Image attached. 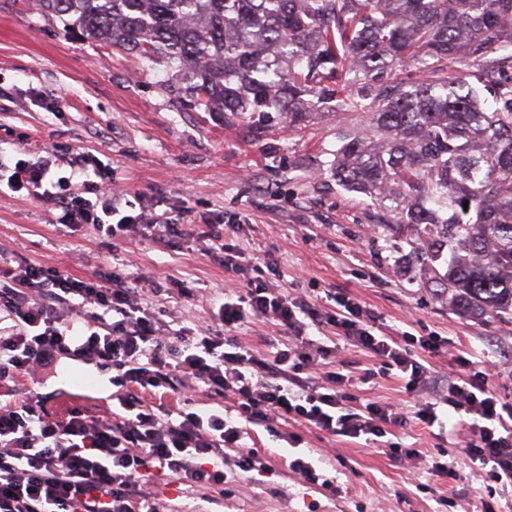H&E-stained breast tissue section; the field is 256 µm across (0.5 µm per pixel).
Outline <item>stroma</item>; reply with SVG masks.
I'll return each instance as SVG.
<instances>
[{"label": "stroma", "mask_w": 512, "mask_h": 512, "mask_svg": "<svg viewBox=\"0 0 512 512\" xmlns=\"http://www.w3.org/2000/svg\"><path fill=\"white\" fill-rule=\"evenodd\" d=\"M181 84L164 60L95 46L41 13L36 0H0V163L48 143L63 160L88 152L109 164L122 200L159 212L189 209L223 225L233 250L275 263L271 283L285 293L314 304L333 294L360 301L374 327L396 338L444 337L440 350L425 356L434 375L454 378L460 355L489 361V384L512 402V324L459 316L420 275L405 236L388 228L394 212L320 178L336 149V112H322L298 130L279 123L258 136L194 105L179 93ZM34 88L61 95L62 107L47 112L31 104ZM203 247L184 234L163 243L138 238L121 249L92 226L70 237L51 224L47 209L0 196V261L51 264L79 277L138 268L160 288L155 301L177 327L191 320L207 326L210 304L243 280L225 268L223 254ZM181 285L191 288V298L178 295ZM332 360L350 376L360 402L402 407L409 421L393 440L418 449L417 459L280 420L249 426L246 443L267 467L236 472L216 503L176 483L160 486V493L177 512H456L442 498L476 507L491 494L501 512H512V487L492 491L456 447L445 408L437 410L442 424L414 419L418 397L405 391L401 377L377 372L361 347L340 344ZM290 431L302 435L299 448L284 441ZM441 449L456 479L430 473L429 461ZM296 452L334 489L289 470L286 460Z\"/></svg>", "instance_id": "obj_1"}]
</instances>
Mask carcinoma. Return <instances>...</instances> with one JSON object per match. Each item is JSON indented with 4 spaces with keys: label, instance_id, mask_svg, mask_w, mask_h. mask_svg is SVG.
<instances>
[{
    "label": "carcinoma",
    "instance_id": "carcinoma-1",
    "mask_svg": "<svg viewBox=\"0 0 512 512\" xmlns=\"http://www.w3.org/2000/svg\"><path fill=\"white\" fill-rule=\"evenodd\" d=\"M40 5L97 46L165 60L228 124L296 129L339 111L328 178L390 202L419 272L460 314L512 320V0Z\"/></svg>",
    "mask_w": 512,
    "mask_h": 512
}]
</instances>
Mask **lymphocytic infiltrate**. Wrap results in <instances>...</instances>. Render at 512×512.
Masks as SVG:
<instances>
[{
	"instance_id": "f902f5d3",
	"label": "lymphocytic infiltrate",
	"mask_w": 512,
	"mask_h": 512,
	"mask_svg": "<svg viewBox=\"0 0 512 512\" xmlns=\"http://www.w3.org/2000/svg\"><path fill=\"white\" fill-rule=\"evenodd\" d=\"M56 151L44 150L14 165L0 164V195L24 193L52 206L55 223L78 232L84 225L119 241L137 234L160 240L197 223L178 216L114 205L100 188L108 174L96 157L81 152L58 175ZM81 179L84 194L72 191ZM224 265L242 273L236 297L213 304L219 328L172 329L165 311L144 301V277L136 272L78 277L58 267L25 263L0 267V512H174L157 487L170 480L224 494V451L238 447L242 428L223 411L196 407L195 391L232 398L241 417L255 425L293 420L331 435L381 443L406 419L387 402L359 403L347 375L322 363L333 347L307 329L334 328L366 349L384 372L398 371L415 392L427 378L422 353L435 352L437 337L405 341L376 333L360 302L338 297L318 307L276 291L263 275H245L222 233L208 235ZM276 322L285 344L264 352L242 346L233 329L247 318ZM113 371L111 403L73 399L49 411L36 391L43 372L60 357ZM443 397L457 417L466 457L500 485H512V403L491 389L486 371L470 359ZM183 392L180 407L164 398Z\"/></svg>"
}]
</instances>
